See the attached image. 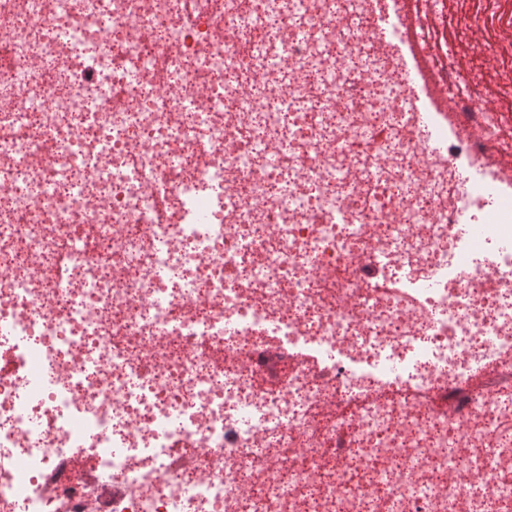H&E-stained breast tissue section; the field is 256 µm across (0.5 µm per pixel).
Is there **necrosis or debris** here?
I'll use <instances>...</instances> for the list:
<instances>
[{
    "mask_svg": "<svg viewBox=\"0 0 512 512\" xmlns=\"http://www.w3.org/2000/svg\"><path fill=\"white\" fill-rule=\"evenodd\" d=\"M379 0H0V512H512V35ZM402 5V15L399 26L404 34L406 44L405 51L412 61L410 74L417 86L419 94L424 96L428 91L433 105L431 109L423 107L416 112L417 125L425 127L428 122L429 112H448V102L441 95L438 80L435 74L429 69L427 61L420 50L416 38L418 20L414 13L413 2L411 0H403Z\"/></svg>",
    "mask_w": 512,
    "mask_h": 512,
    "instance_id": "4bbe7bcc",
    "label": "necrosis or debris"
}]
</instances>
